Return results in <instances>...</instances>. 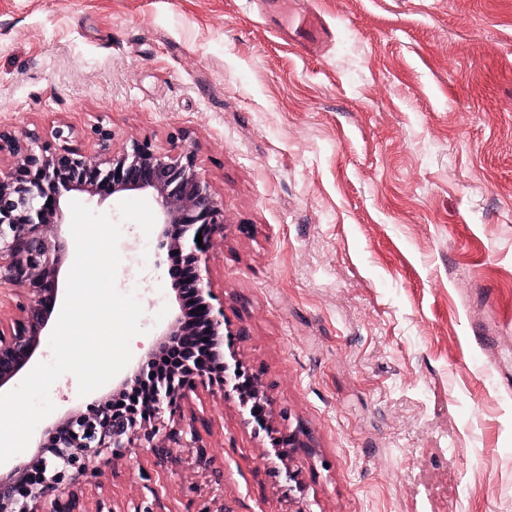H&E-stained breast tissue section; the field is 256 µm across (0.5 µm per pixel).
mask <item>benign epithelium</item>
I'll use <instances>...</instances> for the list:
<instances>
[{
	"label": "benign epithelium",
	"instance_id": "benign-epithelium-1",
	"mask_svg": "<svg viewBox=\"0 0 512 512\" xmlns=\"http://www.w3.org/2000/svg\"><path fill=\"white\" fill-rule=\"evenodd\" d=\"M102 147L96 156L69 145L71 129L54 132L56 143H41L33 132L18 137L0 131V151L8 148L11 164L0 167V286L7 287L13 316L0 320V393L36 362L41 338L53 331L55 314L64 301L60 287L69 230L67 203L74 193L103 200L127 192L152 197L158 210L160 231L157 250L179 251L182 266L168 270L178 307L153 347L137 364L113 380L134 384L153 364L155 355L186 352L191 336H209L208 356L219 362L215 376L201 360L189 357L169 377L154 386L149 397L151 420L138 423L124 415L108 413L104 400L88 398L44 429L38 450L27 462L0 471V512H89L81 489L100 487L106 468L131 449L150 448L162 466L176 448H195L203 454L192 425L170 426L162 420L175 398H184L202 385L214 393H238L257 425L264 424L263 410H272L260 378L241 381L240 363L223 362L224 335H247L241 326L232 329L224 317V301L214 294L203 274L208 252L224 239V203L200 174L195 153L189 149L161 152L149 142L109 150L110 130L98 126ZM202 236L197 243L196 236ZM305 430L298 426L280 436L281 446L268 451L281 464L277 475L288 481V492L304 493L289 460L306 448Z\"/></svg>",
	"mask_w": 512,
	"mask_h": 512
}]
</instances>
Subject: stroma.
Masks as SVG:
<instances>
[{
  "label": "stroma",
  "instance_id": "obj_1",
  "mask_svg": "<svg viewBox=\"0 0 512 512\" xmlns=\"http://www.w3.org/2000/svg\"><path fill=\"white\" fill-rule=\"evenodd\" d=\"M62 123L88 155L98 123L116 152L194 150L226 222L206 276L273 401L259 433L197 388L176 417L208 463L131 449L89 507L512 512V0H0V129ZM121 223L137 359L174 297ZM291 426L302 500L268 470Z\"/></svg>",
  "mask_w": 512,
  "mask_h": 512
}]
</instances>
